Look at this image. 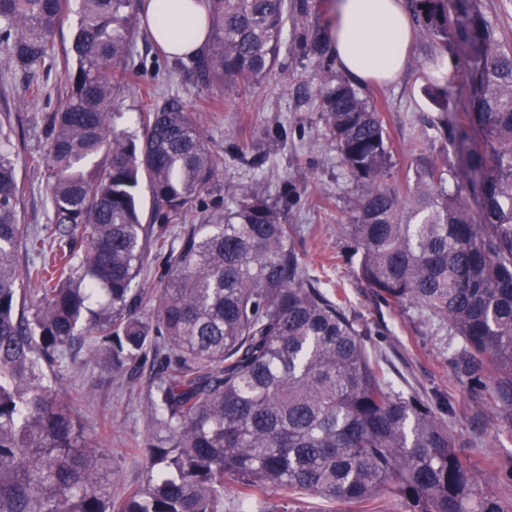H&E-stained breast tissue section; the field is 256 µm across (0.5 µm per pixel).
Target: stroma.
Returning a JSON list of instances; mask_svg holds the SVG:
<instances>
[{
	"mask_svg": "<svg viewBox=\"0 0 512 512\" xmlns=\"http://www.w3.org/2000/svg\"><path fill=\"white\" fill-rule=\"evenodd\" d=\"M79 14L70 12L53 37L49 65L21 71L0 54V117L10 116L20 132L16 146L17 174L22 186L21 214L28 230L44 232L50 214L47 180L40 158L46 143L47 118L57 111L67 90L64 58L69 53ZM136 75L114 89L120 104L117 129L140 133L144 101L139 90L150 87L156 101L178 97L190 104L195 119L221 161L216 189L197 211L199 224L219 222L224 214L226 185H239L280 198L287 223L298 225L295 248L327 289L343 285L349 314L369 325L371 342L388 361L396 389L417 393L448 409L449 428L460 435L463 454L486 495L512 505V483L503 473L512 466V430L495 419L490 396L475 400L456 383L448 365L450 339L430 323L411 322L396 308L379 305L356 275L357 257L339 225L349 221V202L358 191L336 165V148L324 130L319 84L301 82L298 63L282 58L276 76L254 89L232 85L201 87L183 72L140 29L133 46ZM433 62L430 41L416 38L410 65L398 82L369 84L365 90L385 116L393 146L395 180L413 178L408 146L425 137L439 113L426 95L427 70ZM286 139L276 152L264 154L276 130ZM264 155L261 167L250 166ZM160 374L159 362L146 356L135 368L116 377L102 356L79 350L60 376V390L83 394L77 415L89 442L107 450L99 472L113 493L143 483L146 471L135 449L148 436L146 391Z\"/></svg>",
	"mask_w": 512,
	"mask_h": 512,
	"instance_id": "stroma-1",
	"label": "stroma"
}]
</instances>
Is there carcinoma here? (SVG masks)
I'll use <instances>...</instances> for the list:
<instances>
[{"label":"carcinoma","instance_id":"cac0c4a2","mask_svg":"<svg viewBox=\"0 0 512 512\" xmlns=\"http://www.w3.org/2000/svg\"><path fill=\"white\" fill-rule=\"evenodd\" d=\"M205 2L208 42L180 68L205 87L258 86L288 46L300 77L320 81L337 164L361 185L339 227L359 278L378 302L446 331L455 380L476 399L489 389L511 428L512 44L499 20L482 0H410L434 57L464 59L466 82L451 73L429 86L438 103L464 94L429 123L455 162L420 141L413 183L398 187L383 113L332 70L319 0ZM69 7L0 0V50L14 67L45 62ZM136 35L133 0H81L43 157L55 244L20 224L14 128L0 120V512H224L226 476L242 506L280 494L277 512L300 495L376 512L391 494L408 512H512L480 490L435 406L395 389L367 329L301 261L279 202L226 186L222 222H191L219 158L182 99L158 105L147 91L142 134L115 129L112 87L134 64ZM174 217L185 221L176 243ZM151 255L164 274L132 287ZM81 348L115 376L163 352L148 443L132 449L146 480L117 496L93 464L106 449L75 418L83 395L54 387Z\"/></svg>","mask_w":512,"mask_h":512}]
</instances>
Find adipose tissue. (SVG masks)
<instances>
[{
  "label": "adipose tissue",
  "mask_w": 512,
  "mask_h": 512,
  "mask_svg": "<svg viewBox=\"0 0 512 512\" xmlns=\"http://www.w3.org/2000/svg\"><path fill=\"white\" fill-rule=\"evenodd\" d=\"M326 8L330 53L339 70L362 85L399 77L415 37L405 0H327ZM141 15L169 56L187 58L207 43L203 0H142Z\"/></svg>",
  "instance_id": "adipose-tissue-1"
}]
</instances>
